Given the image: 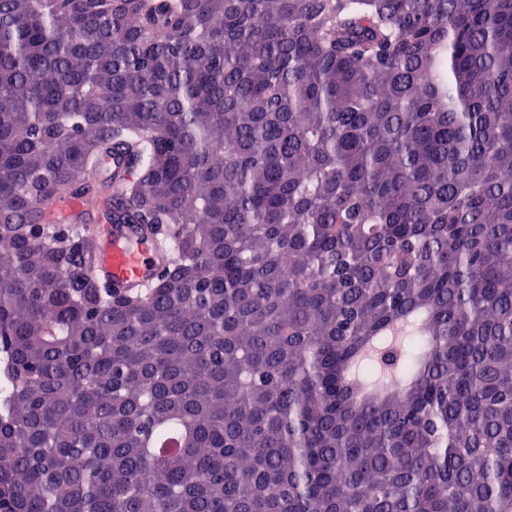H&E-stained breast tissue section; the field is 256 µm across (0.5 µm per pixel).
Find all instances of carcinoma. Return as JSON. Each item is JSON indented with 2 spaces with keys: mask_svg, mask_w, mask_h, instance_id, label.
<instances>
[{
  "mask_svg": "<svg viewBox=\"0 0 512 512\" xmlns=\"http://www.w3.org/2000/svg\"><path fill=\"white\" fill-rule=\"evenodd\" d=\"M0 512H512V0H0ZM95 230L99 233V260L93 272L110 275L123 288H143L166 262V255L149 240L130 245L139 232L136 224H103Z\"/></svg>",
  "mask_w": 512,
  "mask_h": 512,
  "instance_id": "obj_1",
  "label": "carcinoma"
}]
</instances>
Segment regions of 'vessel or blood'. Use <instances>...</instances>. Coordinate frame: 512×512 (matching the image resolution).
Masks as SVG:
<instances>
[{"instance_id":"b4317fda","label":"vessel or blood","mask_w":512,"mask_h":512,"mask_svg":"<svg viewBox=\"0 0 512 512\" xmlns=\"http://www.w3.org/2000/svg\"><path fill=\"white\" fill-rule=\"evenodd\" d=\"M137 231L134 224L100 226L99 260L94 274L110 275L125 288L147 285L165 263L166 256L152 242L135 243Z\"/></svg>"}]
</instances>
